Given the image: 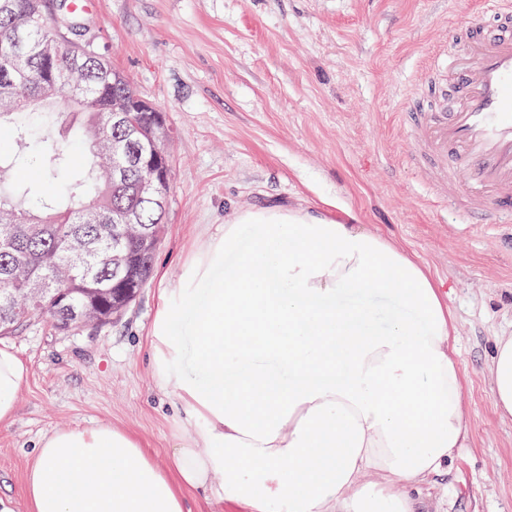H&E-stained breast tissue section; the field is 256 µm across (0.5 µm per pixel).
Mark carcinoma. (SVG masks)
<instances>
[{"label":"carcinoma","instance_id":"1","mask_svg":"<svg viewBox=\"0 0 512 512\" xmlns=\"http://www.w3.org/2000/svg\"><path fill=\"white\" fill-rule=\"evenodd\" d=\"M9 10L0 9V63L17 49L31 56V69L24 75L6 74L0 68V145L11 142L8 153L0 152V335L16 334L34 318H45L60 332L76 327L60 305L35 304L29 297L30 284L48 280L63 303L89 307L97 314L96 324L118 319L136 299L152 274V259L159 248L166 224V209L143 201L131 183L146 175L134 159L147 156L148 135L162 111L146 104L131 113V121L112 126V113L104 101L112 94L137 96L127 78L112 68L103 56L77 57L68 46L60 48L54 63L71 96L40 97L39 83L49 75L38 56L39 44L53 36L48 19L35 16L23 30L15 18L29 12L31 0H7ZM67 102L81 110L83 136L94 129L106 130L96 151V160L54 142L50 134L34 136L23 120L38 114L46 129L54 125L55 104ZM118 146L119 161L128 166L125 182L112 181V146ZM20 169L38 176L41 191L32 195L15 181ZM98 212L97 224H86L83 210ZM156 235L154 248L145 249L130 241L126 253L129 275L112 278V234L127 214Z\"/></svg>","mask_w":512,"mask_h":512}]
</instances>
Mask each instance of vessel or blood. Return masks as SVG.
Segmentation results:
<instances>
[{"label":"vessel or blood","mask_w":512,"mask_h":512,"mask_svg":"<svg viewBox=\"0 0 512 512\" xmlns=\"http://www.w3.org/2000/svg\"><path fill=\"white\" fill-rule=\"evenodd\" d=\"M430 57L406 157L466 223L511 224L512 7L465 14Z\"/></svg>","instance_id":"b4317fda"}]
</instances>
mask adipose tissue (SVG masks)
I'll list each match as a JSON object with an SVG mask.
<instances>
[{"mask_svg": "<svg viewBox=\"0 0 512 512\" xmlns=\"http://www.w3.org/2000/svg\"><path fill=\"white\" fill-rule=\"evenodd\" d=\"M182 278L150 336L185 430L169 466L109 424L56 430L26 471L27 512H188L195 490L213 512H413V484L445 472L469 436L452 317L429 272L360 225L272 208L225 222ZM374 294L398 313L380 317ZM489 373L511 417L512 337ZM27 374L0 347V425Z\"/></svg>", "mask_w": 512, "mask_h": 512, "instance_id": "1", "label": "adipose tissue"}]
</instances>
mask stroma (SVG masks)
Listing matches in <instances>:
<instances>
[{"label":"stroma","mask_w":512,"mask_h":512,"mask_svg":"<svg viewBox=\"0 0 512 512\" xmlns=\"http://www.w3.org/2000/svg\"><path fill=\"white\" fill-rule=\"evenodd\" d=\"M484 0H95V43L171 131V188L152 279L105 326L35 320L0 336L30 370L0 425V502L24 512L22 478L45 433L111 424L156 459L177 415L150 369L149 331L181 270L244 211L282 207L354 219L436 282L452 316L471 433L447 472L420 483L417 512H512V419L489 364L512 336V225L461 227L408 165L405 95L456 15Z\"/></svg>","instance_id":"stroma-1"}]
</instances>
